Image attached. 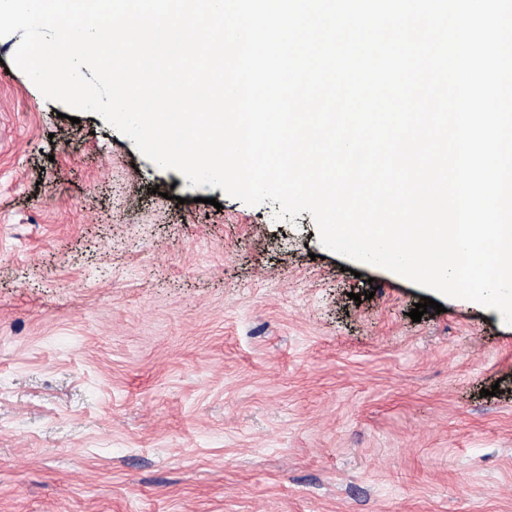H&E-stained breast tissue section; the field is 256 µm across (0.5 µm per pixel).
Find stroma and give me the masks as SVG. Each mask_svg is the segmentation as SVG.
Wrapping results in <instances>:
<instances>
[{
	"instance_id": "1",
	"label": "stroma",
	"mask_w": 512,
	"mask_h": 512,
	"mask_svg": "<svg viewBox=\"0 0 512 512\" xmlns=\"http://www.w3.org/2000/svg\"><path fill=\"white\" fill-rule=\"evenodd\" d=\"M21 38H0V512H512V324L447 298L413 321L428 289L325 248L309 212L69 121Z\"/></svg>"
}]
</instances>
